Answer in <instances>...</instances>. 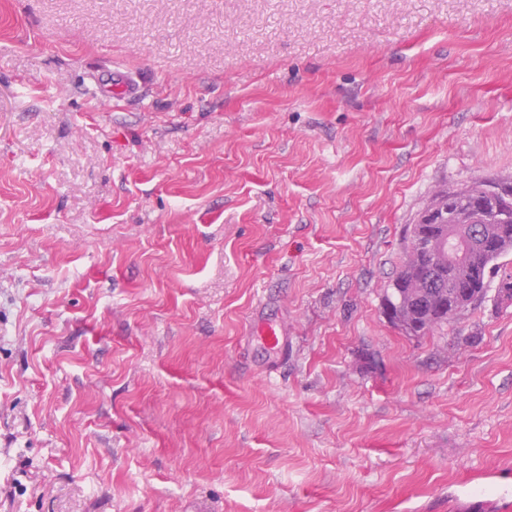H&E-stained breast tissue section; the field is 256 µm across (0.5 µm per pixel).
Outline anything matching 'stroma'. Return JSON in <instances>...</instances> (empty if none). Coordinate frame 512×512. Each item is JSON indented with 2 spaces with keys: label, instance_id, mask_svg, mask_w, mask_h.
Instances as JSON below:
<instances>
[{
  "label": "stroma",
  "instance_id": "35a3bbf8",
  "mask_svg": "<svg viewBox=\"0 0 512 512\" xmlns=\"http://www.w3.org/2000/svg\"><path fill=\"white\" fill-rule=\"evenodd\" d=\"M477 179L512 0H0V512H508L512 305L383 315ZM96 85L95 96L106 97H136L140 92V86L136 79L128 72L117 73L112 78V83L107 82L104 78H95ZM253 335L267 348H281L286 342L285 332L279 324L259 322L254 326Z\"/></svg>",
  "mask_w": 512,
  "mask_h": 512
}]
</instances>
